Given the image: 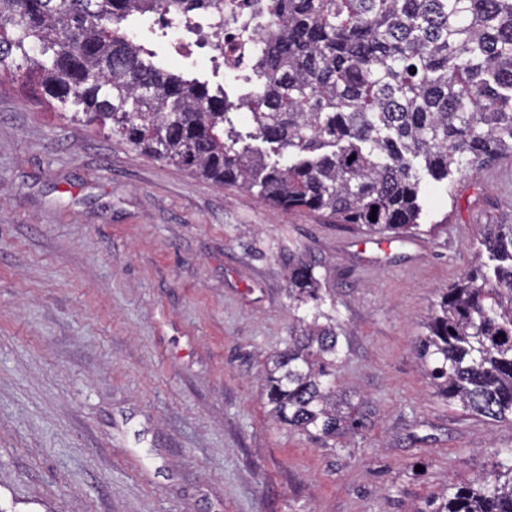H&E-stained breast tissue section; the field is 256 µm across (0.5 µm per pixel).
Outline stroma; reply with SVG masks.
I'll list each match as a JSON object with an SVG mask.
<instances>
[{
    "label": "stroma",
    "instance_id": "35a3bbf8",
    "mask_svg": "<svg viewBox=\"0 0 512 512\" xmlns=\"http://www.w3.org/2000/svg\"><path fill=\"white\" fill-rule=\"evenodd\" d=\"M176 71L224 75L143 29ZM419 231L369 237L218 187L0 74V507L5 512H431L512 425L436 396L415 346L512 214V153L424 179ZM347 331L342 386L373 407L347 447L274 422L267 356L294 322L289 256Z\"/></svg>",
    "mask_w": 512,
    "mask_h": 512
}]
</instances>
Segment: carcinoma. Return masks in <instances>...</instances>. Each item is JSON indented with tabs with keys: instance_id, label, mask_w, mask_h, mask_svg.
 <instances>
[{
	"instance_id": "obj_1",
	"label": "carcinoma",
	"mask_w": 512,
	"mask_h": 512,
	"mask_svg": "<svg viewBox=\"0 0 512 512\" xmlns=\"http://www.w3.org/2000/svg\"><path fill=\"white\" fill-rule=\"evenodd\" d=\"M212 2L0 0V71L147 155L368 236L417 233L424 177L512 153V0H255L276 28L253 63L257 90L236 102L130 37L142 18ZM244 106L269 150L236 131ZM482 228L480 260L440 294L417 356L438 394L512 424V224ZM288 298L312 312L268 358L267 401L334 448L372 410L337 384L346 332L300 258ZM492 476L444 485L432 512H512V448L494 453Z\"/></svg>"
}]
</instances>
